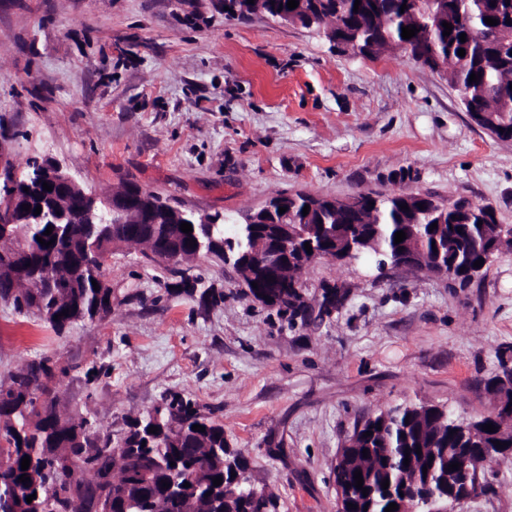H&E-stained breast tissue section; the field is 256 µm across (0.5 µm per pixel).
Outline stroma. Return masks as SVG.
I'll use <instances>...</instances> for the list:
<instances>
[{"instance_id": "1", "label": "stroma", "mask_w": 512, "mask_h": 512, "mask_svg": "<svg viewBox=\"0 0 512 512\" xmlns=\"http://www.w3.org/2000/svg\"><path fill=\"white\" fill-rule=\"evenodd\" d=\"M50 156L105 197L132 182L221 214L233 234L281 194L464 197L512 224V141L475 124L458 91L404 53L365 58L316 30L225 16L224 0H0V160ZM112 311L55 331L0 300V383L48 356L60 406L100 434L177 394L223 425L279 512H336L333 467L364 417L405 403L485 413V383L512 356V252L467 286L372 261H320L307 298L347 288L320 325L256 302L232 266L179 275L117 249ZM457 512H512V462Z\"/></svg>"}]
</instances>
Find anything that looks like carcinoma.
Listing matches in <instances>:
<instances>
[{
  "mask_svg": "<svg viewBox=\"0 0 512 512\" xmlns=\"http://www.w3.org/2000/svg\"><path fill=\"white\" fill-rule=\"evenodd\" d=\"M288 0H224V14L249 19L258 10L270 18L287 10ZM299 0L291 10L304 28H313L336 46L358 45L361 55L377 57L390 51L389 43L405 44L413 57L441 53L447 61L443 74L452 86L467 90L465 111L480 127L512 130V0ZM407 9H401V6ZM498 24L490 26L485 18ZM452 25L445 36L443 23ZM419 29L410 39L402 28ZM466 41H460V34ZM465 56L458 55L459 49ZM478 81L469 82L471 74ZM299 224H334L336 237L367 231L373 243L368 257L378 266H398L405 254L416 253L418 263L433 270L442 263L448 278L464 287L471 282L466 270L480 258L485 260L512 252V225L497 223L488 204L458 199L451 204L443 223L427 207L420 194L393 193L372 196L358 193L349 211L327 204L303 214L309 195L294 193L283 197ZM408 204V210L401 205ZM423 204L424 209L417 208ZM437 229L430 230L432 224ZM45 224H14L11 234L23 240L31 252L33 267L17 272L25 292L7 299L11 290L9 274L0 275V299L7 300L23 315H35L60 331L79 321H93L112 311L102 290L94 289L91 275L68 287L69 280L57 277L69 269L77 243H84L81 259L97 263V257L123 246L147 255L145 242L160 243L174 232L167 224H110L106 233H92L82 224L70 232L45 234ZM406 232L403 242L394 243L395 233ZM53 241L46 247L37 238ZM308 266L304 257L288 264V287L279 289L280 306L292 317L323 316L307 310L305 300L293 285L301 281ZM68 310V315L61 312ZM52 359L43 357L0 384V508L4 512H277V496L261 488L244 494L235 477L246 479V460L227 446L224 427L199 413L191 401L173 395L162 405L127 422L120 439L96 435L94 421L75 418L58 408L52 396L55 371ZM491 403L512 396V381L495 376L487 382ZM491 423L496 430L487 432ZM461 421L443 406L420 403L379 410L356 426L350 440L349 462L333 470L336 486L351 496L353 512H385L389 504L440 496L448 484V465L455 448H493L500 441L512 448V415L470 419L468 431H459ZM194 425L205 427L195 431ZM158 432H149L150 427ZM372 435L367 436L365 432ZM368 457H363V450ZM421 453H416V450ZM410 463L404 464L405 452ZM30 466L21 470L23 457ZM361 471L368 495L355 487L354 472ZM30 482L19 481L22 474ZM180 475L190 487L180 492L162 488V482ZM221 477L219 486L213 485ZM389 487L383 488L384 480ZM36 495L32 502L26 497Z\"/></svg>",
  "mask_w": 512,
  "mask_h": 512,
  "instance_id": "obj_1",
  "label": "carcinoma"
}]
</instances>
